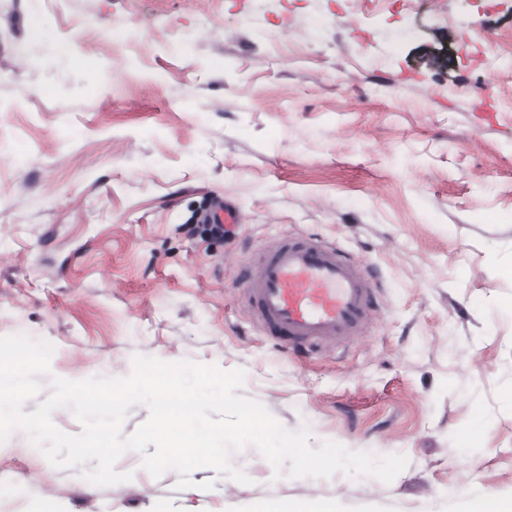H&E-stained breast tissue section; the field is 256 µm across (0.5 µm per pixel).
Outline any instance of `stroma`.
Returning <instances> with one entry per match:
<instances>
[{
  "label": "stroma",
  "instance_id": "1",
  "mask_svg": "<svg viewBox=\"0 0 512 512\" xmlns=\"http://www.w3.org/2000/svg\"><path fill=\"white\" fill-rule=\"evenodd\" d=\"M512 17L469 0H0V336L68 380L137 355L241 369L311 446L401 455L388 484L275 476L179 488L141 456L86 482L17 431L0 512H465L512 497ZM233 236H202L214 198ZM288 236L373 276L360 335L293 353L252 320L241 266ZM478 442H467L473 426ZM212 489H201L204 481ZM201 224H224V230L228 233V227L237 224L235 208L224 201L216 204L209 212L200 217ZM512 501L504 500L494 495H484L474 499L468 508V512H511Z\"/></svg>",
  "mask_w": 512,
  "mask_h": 512
}]
</instances>
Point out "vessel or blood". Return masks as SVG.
<instances>
[{
  "instance_id": "obj_1",
  "label": "vessel or blood",
  "mask_w": 512,
  "mask_h": 512,
  "mask_svg": "<svg viewBox=\"0 0 512 512\" xmlns=\"http://www.w3.org/2000/svg\"><path fill=\"white\" fill-rule=\"evenodd\" d=\"M200 221L231 226L235 209L218 203ZM241 282L255 324L291 346L349 341L374 298L368 273L335 243L315 237L278 241L247 265Z\"/></svg>"
}]
</instances>
